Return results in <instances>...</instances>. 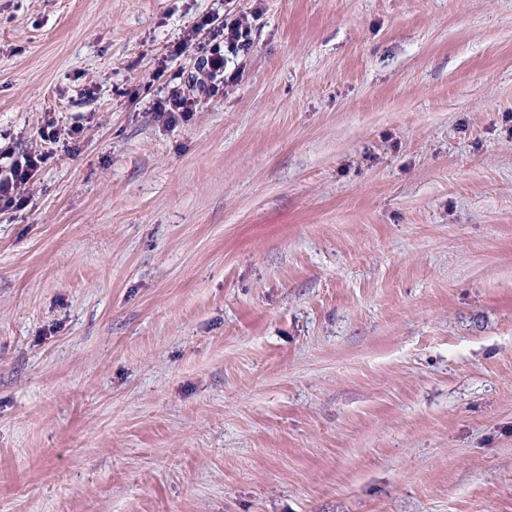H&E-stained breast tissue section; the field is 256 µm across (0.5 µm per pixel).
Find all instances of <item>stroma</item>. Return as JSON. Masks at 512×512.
Here are the masks:
<instances>
[{"label":"stroma","instance_id":"obj_1","mask_svg":"<svg viewBox=\"0 0 512 512\" xmlns=\"http://www.w3.org/2000/svg\"><path fill=\"white\" fill-rule=\"evenodd\" d=\"M0 137V512H512V0H0ZM251 27L241 18L227 17L212 28L211 40L198 43L193 70L184 82L172 86L166 97L155 107L158 118L166 117V122H174L176 114L182 117L193 112L197 96H215L220 88L236 79L232 71L226 72L228 58L247 53L251 46ZM2 159H9L10 162L4 175L0 167V201L18 203L22 200L21 187L35 175L44 157L42 154L16 153L10 143L2 146L0 141V160Z\"/></svg>","mask_w":512,"mask_h":512}]
</instances>
